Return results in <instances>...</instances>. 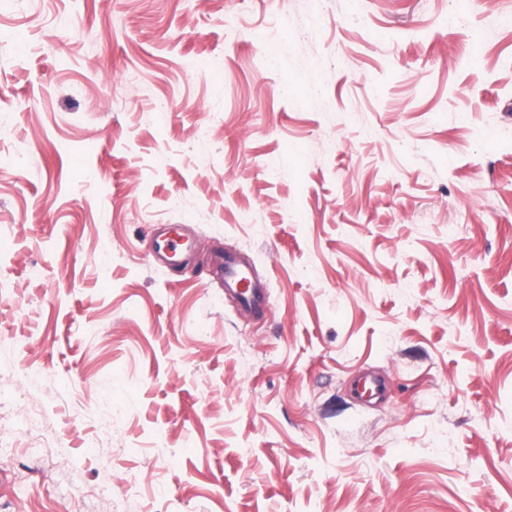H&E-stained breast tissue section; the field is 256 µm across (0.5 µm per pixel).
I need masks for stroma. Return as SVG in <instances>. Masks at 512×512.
I'll use <instances>...</instances> for the list:
<instances>
[{
  "label": "stroma",
  "mask_w": 512,
  "mask_h": 512,
  "mask_svg": "<svg viewBox=\"0 0 512 512\" xmlns=\"http://www.w3.org/2000/svg\"><path fill=\"white\" fill-rule=\"evenodd\" d=\"M0 512H512V0H0ZM193 241L175 232L174 235L153 234L149 243L150 255L156 261H165L174 265L187 256L193 249ZM220 272L224 280V291L234 294L246 312L262 319L270 316L266 284L255 278L248 261L237 253L226 252L220 264Z\"/></svg>",
  "instance_id": "stroma-1"
}]
</instances>
